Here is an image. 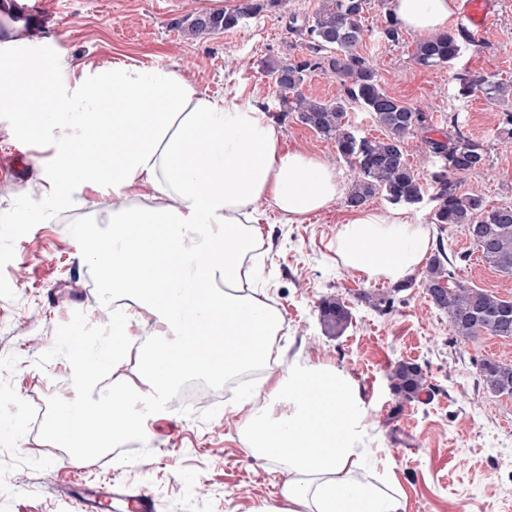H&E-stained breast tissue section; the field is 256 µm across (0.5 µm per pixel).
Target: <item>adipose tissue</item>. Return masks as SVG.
Listing matches in <instances>:
<instances>
[{"label":"adipose tissue","mask_w":512,"mask_h":512,"mask_svg":"<svg viewBox=\"0 0 512 512\" xmlns=\"http://www.w3.org/2000/svg\"><path fill=\"white\" fill-rule=\"evenodd\" d=\"M455 0H394L401 25L427 37L444 30ZM0 135L52 143L49 162H34L23 183L0 184V197L24 192L49 199L31 224L92 219L106 236L85 245L116 295L131 304L114 313L120 332L94 348L72 349L79 387L98 383L99 363L121 359L129 329L148 320L137 359L154 392L167 395L190 375L233 376L262 370L250 397L261 404L242 423L250 455L286 471L276 499L255 512H401L396 491L358 480L367 411L343 371L294 363L274 350L280 312L252 286L263 246L262 206L289 222L339 200L346 185L326 159L284 149L283 133L263 105L199 89L176 67L94 64L32 51L29 28L0 10ZM103 188L89 213L76 211L74 182ZM431 232L404 210L362 207L339 226L337 262L367 280L403 281L433 248ZM167 255L154 264L156 253ZM247 337L227 348L226 340ZM197 347L184 351L187 338ZM130 382L98 402L76 400L47 419L53 438L89 428L95 441L144 431L156 401L137 409Z\"/></svg>","instance_id":"obj_1"}]
</instances>
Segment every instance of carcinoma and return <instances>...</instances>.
<instances>
[{"instance_id": "obj_1", "label": "carcinoma", "mask_w": 512, "mask_h": 512, "mask_svg": "<svg viewBox=\"0 0 512 512\" xmlns=\"http://www.w3.org/2000/svg\"><path fill=\"white\" fill-rule=\"evenodd\" d=\"M368 5L369 0H322L311 15L289 16L288 28L303 36L305 52L298 59L265 65L277 89V118L292 117L331 141L336 155L355 169L357 176L347 193V206L360 207L377 193L395 205H416L427 196L435 203L433 223L465 228L483 260L495 270L512 275V205L490 208L482 197L460 191L463 177L487 166L488 148L461 132L456 114L448 116V131L442 138L428 136L427 113L384 91L373 59L359 51L361 19ZM283 8L284 0H241L232 11L187 15L177 26L184 34L199 37L237 28L264 11ZM385 18L380 37L384 43L395 45L402 38L401 26L393 13H386ZM473 40L471 32L462 26L432 35L416 43L414 59L425 67H447L458 57L462 44ZM318 70L340 80V98L324 101L301 93L305 77ZM457 80L460 95L467 96L477 89L501 106L503 125L512 135V83L493 74L459 75ZM350 104L370 113L385 129L384 137L350 130L346 121V106ZM419 132L425 134V147L437 164L427 186L405 155V141ZM455 276V263L443 252L433 256L425 275L428 295L436 308L448 315L454 335L468 340L483 335L512 338V300L467 287ZM320 319L328 335L339 336L349 324L350 312L341 298H325L320 302ZM481 373L492 393L512 396V366L485 360ZM390 380L395 394L411 401L423 390L425 375L418 364L402 360L392 366Z\"/></svg>"}]
</instances>
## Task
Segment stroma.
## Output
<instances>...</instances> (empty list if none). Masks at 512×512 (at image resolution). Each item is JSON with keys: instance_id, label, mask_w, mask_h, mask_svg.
Returning <instances> with one entry per match:
<instances>
[{"instance_id": "obj_1", "label": "stroma", "mask_w": 512, "mask_h": 512, "mask_svg": "<svg viewBox=\"0 0 512 512\" xmlns=\"http://www.w3.org/2000/svg\"><path fill=\"white\" fill-rule=\"evenodd\" d=\"M206 0H57L33 8L11 0L32 32V47L77 61H123L176 67L208 93L256 99L271 106L276 91L265 62L300 57L302 40L288 29L290 13L313 14L321 0H288L240 27L190 39L176 19L198 13ZM492 17L474 44L463 46L453 65L429 68L413 58L417 34L399 44L379 41L392 0H370L362 18L360 52L373 56L383 88L409 106L424 108L435 129L459 113L465 135L488 148L485 170L461 181L467 194L492 206L512 203V139L502 135L503 110L481 92L459 95L456 73H491L512 82V0H493ZM52 43H44V36ZM284 148L301 149L333 162L345 183L348 163L333 145L295 120L281 124ZM46 198L23 194L0 201V419L22 422L20 442L0 441V512H75L74 500L91 488L110 487L103 504L145 493L153 512H252L276 498L282 476L249 455L240 431L249 408L245 385L202 379L204 394L188 403L167 398L133 445L114 444L111 455L69 461L45 432V422L76 395L69 367V324H79L86 346H95L101 321L112 316V289L94 265L72 224H21L19 215L44 208ZM431 201L411 211L429 225L436 244L465 255L456 278L462 284L512 299V276L483 262L461 228L432 223ZM347 207L337 201L297 223H281L267 211L260 286L282 313L279 362L337 367L357 383L368 408V458L359 477L398 486L403 512H512V396L487 389L480 363L512 364V340L455 336L447 315L426 295L423 273L412 288L394 291L388 281H369L344 270L331 247ZM338 296L351 313L341 336L327 335L319 303ZM36 310L37 325L25 316ZM419 364L425 386L411 401L390 382L395 361Z\"/></svg>"}]
</instances>
